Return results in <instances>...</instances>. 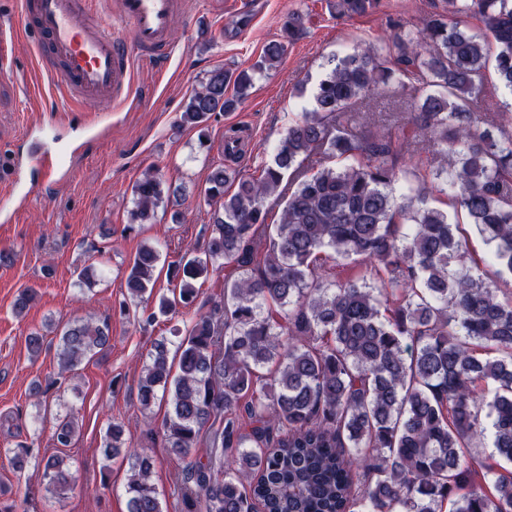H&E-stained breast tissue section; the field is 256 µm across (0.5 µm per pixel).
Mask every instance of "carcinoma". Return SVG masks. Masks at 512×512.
<instances>
[{
  "label": "carcinoma",
  "instance_id": "1",
  "mask_svg": "<svg viewBox=\"0 0 512 512\" xmlns=\"http://www.w3.org/2000/svg\"><path fill=\"white\" fill-rule=\"evenodd\" d=\"M383 6L327 3L351 18ZM391 26L392 43H360L337 60L271 159L252 173L210 171L205 195L220 206L205 245L168 263L175 289L158 296V312L195 317L176 346L177 373L167 339L152 343L137 398L148 410L169 395L161 433L182 464L186 512H440L447 499L452 512H512V473L462 464L485 434L479 381L494 385L492 445L512 463V302L498 298L512 274V131L503 114L482 111L493 104L488 70L512 93V0H449L419 33ZM305 31L306 15H288L250 69L218 68L189 97L180 122L200 146L211 116L234 111ZM422 153L448 156V169L404 168ZM434 190L445 207L428 205ZM134 194L130 230L178 202L181 188L149 173ZM468 226L492 245L486 257L472 258ZM159 259L140 247L120 310L152 297ZM214 273L224 274V298L202 313L197 283ZM108 342L106 321L66 323L60 374ZM203 433L204 462L191 456ZM75 435L71 414L57 419L56 444ZM124 436L109 422L103 453L128 461V512H163L153 458ZM7 454L21 470L32 449ZM41 463L46 491L67 495V456ZM29 495L0 490V512H23Z\"/></svg>",
  "mask_w": 512,
  "mask_h": 512
}]
</instances>
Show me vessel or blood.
Masks as SVG:
<instances>
[{
    "instance_id": "vessel-or-blood-1",
    "label": "vessel or blood",
    "mask_w": 512,
    "mask_h": 512,
    "mask_svg": "<svg viewBox=\"0 0 512 512\" xmlns=\"http://www.w3.org/2000/svg\"><path fill=\"white\" fill-rule=\"evenodd\" d=\"M185 0H22L24 26L48 46L50 74L63 101H84L102 111L124 104L133 91L134 62H168L171 24ZM26 152L11 158V184L26 174L56 180L61 161L48 138L26 134Z\"/></svg>"
}]
</instances>
